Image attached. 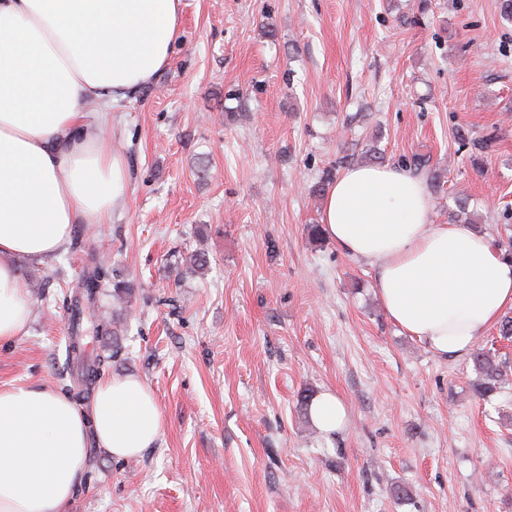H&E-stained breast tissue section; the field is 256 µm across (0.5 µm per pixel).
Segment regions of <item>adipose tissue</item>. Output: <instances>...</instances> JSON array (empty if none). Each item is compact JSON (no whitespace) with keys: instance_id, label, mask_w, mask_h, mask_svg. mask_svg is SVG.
<instances>
[{"instance_id":"ef3b65f1","label":"adipose tissue","mask_w":512,"mask_h":512,"mask_svg":"<svg viewBox=\"0 0 512 512\" xmlns=\"http://www.w3.org/2000/svg\"><path fill=\"white\" fill-rule=\"evenodd\" d=\"M181 3L0 0V342L30 320L15 259L59 253L76 225L111 223L122 204L129 171L109 113L168 65ZM320 223L340 250L376 266L386 314L435 356L467 355L512 308V257L467 225L433 223L426 183L408 169H346ZM309 415L332 434L347 408L326 391ZM162 427L151 388L134 376L102 378L85 410L45 387L0 388V512H69L92 448L133 458Z\"/></svg>"}]
</instances>
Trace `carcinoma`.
Listing matches in <instances>:
<instances>
[{
	"instance_id": "cac0c4a2",
	"label": "carcinoma",
	"mask_w": 512,
	"mask_h": 512,
	"mask_svg": "<svg viewBox=\"0 0 512 512\" xmlns=\"http://www.w3.org/2000/svg\"><path fill=\"white\" fill-rule=\"evenodd\" d=\"M76 288V295L68 307L73 332L81 336L87 331L95 335L108 333V326L104 322H94L90 328H84L87 309L94 308L99 298L109 291L117 300L128 297V287L120 282H112L108 267L103 261L96 260L93 265L83 271ZM108 361L109 358L105 356L93 360L85 367L84 381L89 385L92 384L100 376ZM473 362L477 372V379L472 383L474 395L482 398L489 397L502 389L507 370L503 363L496 361L493 352L479 348L473 354Z\"/></svg>"
}]
</instances>
